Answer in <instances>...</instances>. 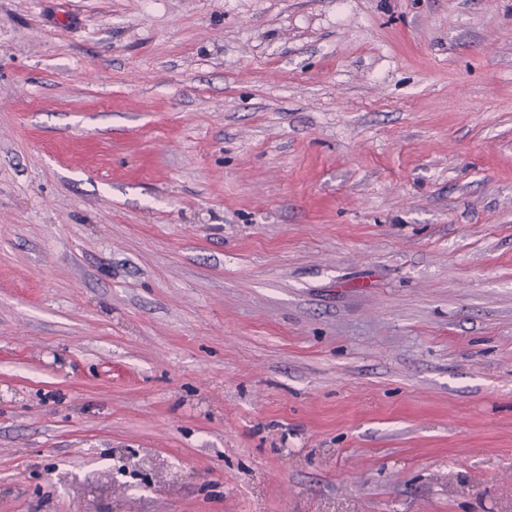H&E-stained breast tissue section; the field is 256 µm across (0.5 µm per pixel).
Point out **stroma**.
Returning a JSON list of instances; mask_svg holds the SVG:
<instances>
[{
    "mask_svg": "<svg viewBox=\"0 0 512 512\" xmlns=\"http://www.w3.org/2000/svg\"><path fill=\"white\" fill-rule=\"evenodd\" d=\"M0 512H512V0H0Z\"/></svg>",
    "mask_w": 512,
    "mask_h": 512,
    "instance_id": "stroma-1",
    "label": "stroma"
}]
</instances>
